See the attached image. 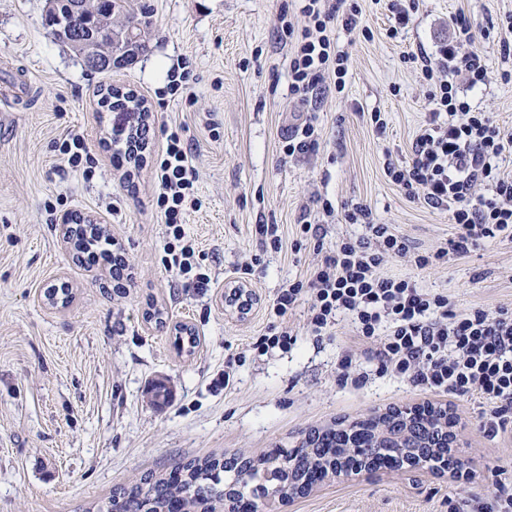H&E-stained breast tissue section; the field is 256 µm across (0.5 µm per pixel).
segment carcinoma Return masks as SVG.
<instances>
[{
  "label": "carcinoma",
  "mask_w": 512,
  "mask_h": 512,
  "mask_svg": "<svg viewBox=\"0 0 512 512\" xmlns=\"http://www.w3.org/2000/svg\"><path fill=\"white\" fill-rule=\"evenodd\" d=\"M65 0H50L57 5L47 10L46 25L58 40L70 45L80 56H86L84 44L87 34L76 33L68 22L63 9ZM90 19L110 20L116 16L122 22L112 27V40L99 44L98 63L92 71L109 72L116 67L113 57L124 55L135 41L144 43V35L153 24V9L147 0H86ZM142 100L134 94L116 96V90L107 89L102 104L111 110L127 114L134 122L140 118ZM106 230L97 224L78 228L73 242L75 249L95 245L105 237ZM386 424L392 432H405L401 443L390 439L382 442L379 448L371 449L374 465L382 466L391 461L404 460L414 463L421 460L440 461L445 449L426 445L429 432L418 425H406L400 421V414L389 412L366 420L357 428H344L335 424L309 433L298 446L288 450L274 448L257 458L233 456L194 460L175 467L168 474L149 476L144 482L113 492L108 502L99 506L98 512H113L112 503L121 502L123 512H168L171 505L179 503L184 512H193L198 506L215 510L224 503V490L241 491L254 481L265 482L264 489L277 493L288 484L299 485L305 490L326 480L338 467L350 463L349 442H369L379 423ZM233 478L224 480V474Z\"/></svg>",
  "instance_id": "1"
}]
</instances>
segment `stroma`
Here are the masks:
<instances>
[{
    "label": "stroma",
    "mask_w": 512,
    "mask_h": 512,
    "mask_svg": "<svg viewBox=\"0 0 512 512\" xmlns=\"http://www.w3.org/2000/svg\"><path fill=\"white\" fill-rule=\"evenodd\" d=\"M155 23L147 50L109 73L88 70L46 24L48 0H0V512H96L114 490L166 473L179 462L209 456L258 457L294 447L311 430L352 422L369 412L414 404L448 409L463 430L470 471L449 477L428 471L376 473L330 481L296 497L282 512H486L489 495L512 493V441L484 426L479 399L436 394L381 372L368 347L353 353L366 378L342 384L337 337H303L297 349L255 356L249 343L266 332L267 308L286 280L305 275L313 242L301 251L304 214L317 197L364 199L378 224L394 225L422 250L436 249L451 231L448 212L410 202L387 178V157H404L428 108L419 73L402 56L434 51L458 12L491 26L482 50L494 79L472 92L475 105L512 126V56L499 27L512 0H419L403 41L386 36V12L358 0L372 35L350 40L344 92L327 89L311 108L321 147L309 157L283 155V135L306 108L287 93L289 47L279 15L292 0H152ZM183 63L191 96L166 91L167 72ZM142 98L153 132L144 167L127 173L115 159V113L102 108L103 89ZM380 110L377 135L364 115ZM186 129L200 210L185 229L201 251L211 286L185 290L166 263V227L154 199V163L171 128ZM84 132L94 175L84 178L58 156L60 139ZM105 224L120 272L82 262L63 241L65 215ZM258 224H275L281 250H263ZM259 258L254 275L235 271ZM385 270L409 274L446 292L460 308L512 306V242H489L429 270L394 260ZM255 291L248 314L227 303L237 283ZM68 284L66 306L48 303L53 284ZM164 310L163 323L146 317ZM195 330L194 353L178 352L174 328ZM235 359L231 389L217 386ZM170 397L155 405L150 385Z\"/></svg>",
    "instance_id": "1"
}]
</instances>
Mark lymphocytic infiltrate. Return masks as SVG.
Masks as SVG:
<instances>
[{"instance_id":"f902f5d3","label":"lymphocytic infiltrate","mask_w":512,"mask_h":512,"mask_svg":"<svg viewBox=\"0 0 512 512\" xmlns=\"http://www.w3.org/2000/svg\"><path fill=\"white\" fill-rule=\"evenodd\" d=\"M299 12L300 24L286 21L281 29L293 47L288 92L305 104L326 81L340 92L346 87L348 56L337 48V29L364 36L369 30L356 0H301ZM452 23L434 54L403 55L427 87L429 107L408 155L387 159L385 166L389 181L409 201L447 209L450 238L418 252L393 225L375 223L363 201L337 206L317 198V215L361 225L364 232L327 246L320 224L304 221L301 231L315 237L318 258L306 279L278 289L270 314L284 318L309 298L307 326L316 337L348 319L352 339L343 345L342 380L353 376L354 346L374 340L381 370L434 393L480 398L488 431L496 436L512 428V308L493 314L481 307L456 310L447 294L422 287L414 276L384 270L392 259L425 269L451 254L467 256L488 241H512V176L502 171L512 159V128L467 96L490 83L479 47L487 32L461 12ZM197 179L182 130L174 128L156 162V207L169 236L168 267L183 276L184 288L199 292L211 278L198 272L195 246L184 229L187 213L201 207Z\"/></svg>"}]
</instances>
